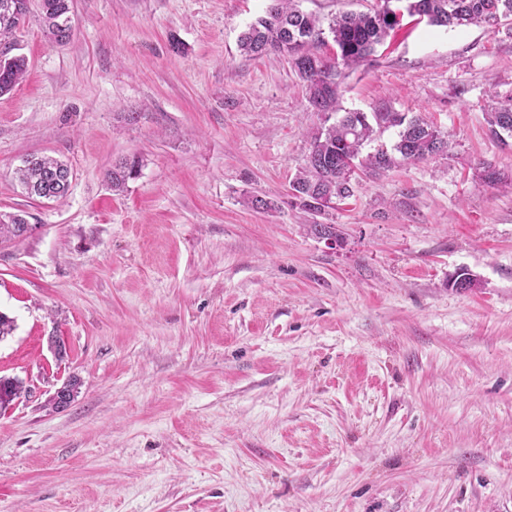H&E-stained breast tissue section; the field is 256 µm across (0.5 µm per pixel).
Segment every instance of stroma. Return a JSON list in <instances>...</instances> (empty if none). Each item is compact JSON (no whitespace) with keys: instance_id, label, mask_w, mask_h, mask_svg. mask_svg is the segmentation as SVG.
I'll use <instances>...</instances> for the list:
<instances>
[{"instance_id":"1","label":"stroma","mask_w":512,"mask_h":512,"mask_svg":"<svg viewBox=\"0 0 512 512\" xmlns=\"http://www.w3.org/2000/svg\"><path fill=\"white\" fill-rule=\"evenodd\" d=\"M266 6L74 0L59 46L30 0L0 97V219L33 227L0 241V375L25 383L0 512H512V144L483 112L512 93V28L406 16L345 69L344 109L426 116L452 147L358 168L316 214L290 193L304 83L238 50ZM31 154L68 165L64 199L19 186ZM462 268L478 288H449ZM27 68L25 56H8V51L0 53V96L9 94L24 75ZM139 160L136 158H122L112 163V167L106 172V178L112 185V191L122 192L129 179L138 174Z\"/></svg>"}]
</instances>
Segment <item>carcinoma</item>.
Wrapping results in <instances>:
<instances>
[{
	"label": "carcinoma",
	"instance_id": "obj_1",
	"mask_svg": "<svg viewBox=\"0 0 512 512\" xmlns=\"http://www.w3.org/2000/svg\"><path fill=\"white\" fill-rule=\"evenodd\" d=\"M399 3L393 8L391 2ZM41 18L49 39L64 45L72 39V0H40ZM29 13V0H0V36L9 37ZM428 19L436 26L483 24L491 29L512 24V0H383L374 12H343L324 21L298 9L296 0H271L266 15L257 19L238 39L240 52L248 57L269 53L288 56L304 82L307 103L320 116L317 126L308 132L305 166L294 177L292 196L299 205L320 211L335 200L354 196L347 173L338 167L343 156L359 161L374 172L388 171L402 163L433 159L448 151V135L422 117L409 120L395 112H375L373 118H353L346 112L333 122L339 111L342 68L356 65L371 56L390 31L400 25L404 15ZM331 40H326V37ZM333 42L336 55L321 52ZM27 60L21 55L0 53V96L10 93L24 75ZM490 135L499 142L512 134V96H490L485 108ZM399 126L398 140L389 148L362 155L375 140L381 124ZM139 160L122 158L112 164L106 178L112 191L124 190L128 180L138 174ZM18 180L31 198L53 200L64 196L70 183L67 164L46 155L18 169ZM28 227L20 215L0 221V240L20 237ZM22 381L0 376V410L6 409L23 392Z\"/></svg>",
	"mask_w": 512,
	"mask_h": 512
}]
</instances>
